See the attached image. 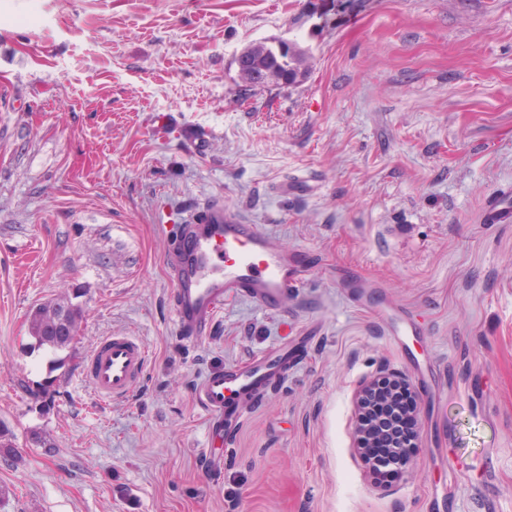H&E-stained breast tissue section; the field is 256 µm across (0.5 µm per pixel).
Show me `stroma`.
Masks as SVG:
<instances>
[{
  "label": "stroma",
  "mask_w": 512,
  "mask_h": 512,
  "mask_svg": "<svg viewBox=\"0 0 512 512\" xmlns=\"http://www.w3.org/2000/svg\"><path fill=\"white\" fill-rule=\"evenodd\" d=\"M281 38L306 75L243 93L238 54ZM507 188L512 0H0V512H512V221H479ZM211 204L310 272L195 340L171 227ZM55 302L77 335L32 349ZM377 304L420 332L394 346ZM115 332L150 361L105 402L85 369ZM286 343L213 475L200 382ZM427 369L445 394L377 488L354 392Z\"/></svg>",
  "instance_id": "obj_1"
}]
</instances>
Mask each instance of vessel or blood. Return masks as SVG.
<instances>
[{
  "label": "vessel or blood",
  "mask_w": 512,
  "mask_h": 512,
  "mask_svg": "<svg viewBox=\"0 0 512 512\" xmlns=\"http://www.w3.org/2000/svg\"><path fill=\"white\" fill-rule=\"evenodd\" d=\"M170 277L176 288L174 320L187 336L205 335L226 301L247 299L267 312L287 311L288 296L305 283L302 254L279 246L257 224L225 214L221 205L199 212L173 236ZM390 340L402 344L417 332L408 316L386 317ZM287 347L207 374L197 395L208 418L209 436L232 434L250 398L285 370ZM149 361L145 344L120 333L105 338L90 357L85 378L99 397L120 399L141 382Z\"/></svg>",
  "instance_id": "b4317fda"
}]
</instances>
